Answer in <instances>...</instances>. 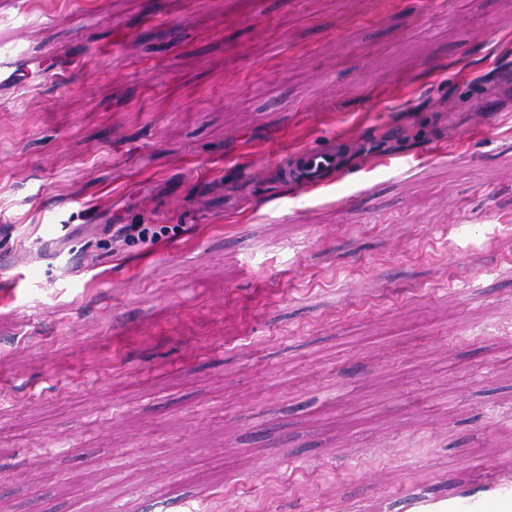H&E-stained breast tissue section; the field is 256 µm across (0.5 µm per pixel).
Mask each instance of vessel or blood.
Listing matches in <instances>:
<instances>
[{
	"instance_id": "obj_1",
	"label": "vessel or blood",
	"mask_w": 512,
	"mask_h": 512,
	"mask_svg": "<svg viewBox=\"0 0 512 512\" xmlns=\"http://www.w3.org/2000/svg\"><path fill=\"white\" fill-rule=\"evenodd\" d=\"M291 180L306 187L318 186L320 176L336 165L334 154L310 147L296 151ZM408 512H512V480L502 479L477 492H462L450 498L409 497Z\"/></svg>"
}]
</instances>
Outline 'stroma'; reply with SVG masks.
Returning a JSON list of instances; mask_svg holds the SVG:
<instances>
[{"label": "stroma", "mask_w": 512, "mask_h": 512, "mask_svg": "<svg viewBox=\"0 0 512 512\" xmlns=\"http://www.w3.org/2000/svg\"><path fill=\"white\" fill-rule=\"evenodd\" d=\"M1 54L0 512L512 477V0H0ZM291 156H296V160L290 171V180L299 181L307 188L319 186L320 176L336 166V156L317 147L295 151ZM103 231L114 245L130 241L140 242L147 247L156 245L162 237L174 232L175 228L162 224H104Z\"/></svg>", "instance_id": "35a3bbf8"}]
</instances>
